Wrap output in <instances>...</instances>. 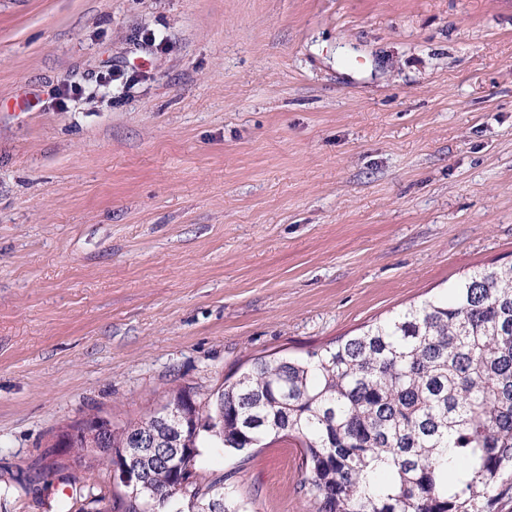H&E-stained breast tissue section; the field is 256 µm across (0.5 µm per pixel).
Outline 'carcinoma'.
Segmentation results:
<instances>
[{"label": "carcinoma", "mask_w": 512, "mask_h": 512, "mask_svg": "<svg viewBox=\"0 0 512 512\" xmlns=\"http://www.w3.org/2000/svg\"><path fill=\"white\" fill-rule=\"evenodd\" d=\"M187 398L192 428L183 447L191 472L180 481L163 449L133 436L152 414L110 425L59 430L48 476L77 482L76 465L107 470L132 461L136 488L111 492L113 512H248L230 474L198 466L204 448L245 452L271 437L300 440L299 491L314 512H496L512 499V265L480 268L446 296L411 305L304 357L257 358L233 383Z\"/></svg>", "instance_id": "cac0c4a2"}]
</instances>
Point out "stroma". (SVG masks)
I'll use <instances>...</instances> for the list:
<instances>
[{
    "label": "stroma",
    "instance_id": "stroma-1",
    "mask_svg": "<svg viewBox=\"0 0 512 512\" xmlns=\"http://www.w3.org/2000/svg\"><path fill=\"white\" fill-rule=\"evenodd\" d=\"M511 263L512 0H0V512H55L73 421ZM298 463L199 458L252 512H313Z\"/></svg>",
    "mask_w": 512,
    "mask_h": 512
}]
</instances>
